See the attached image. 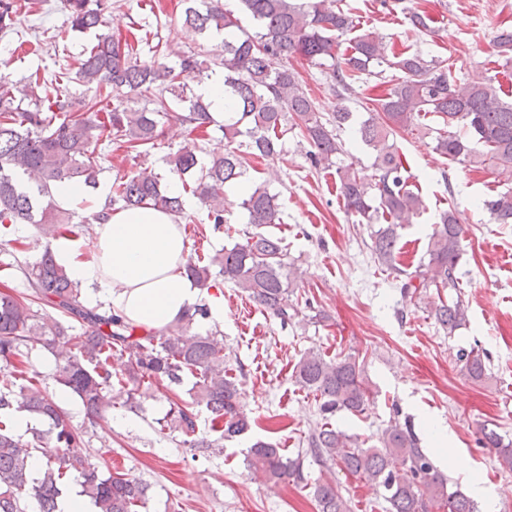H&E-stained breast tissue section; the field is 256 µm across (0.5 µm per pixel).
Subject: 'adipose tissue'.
Masks as SVG:
<instances>
[{
	"mask_svg": "<svg viewBox=\"0 0 512 512\" xmlns=\"http://www.w3.org/2000/svg\"><path fill=\"white\" fill-rule=\"evenodd\" d=\"M55 252L74 280L98 287L115 313L144 329L161 330L203 300L212 318L224 317L223 302L187 277L182 227L164 212L109 210L94 223L90 258L82 257L73 239L57 240Z\"/></svg>",
	"mask_w": 512,
	"mask_h": 512,
	"instance_id": "obj_1",
	"label": "adipose tissue"
}]
</instances>
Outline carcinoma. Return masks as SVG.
Segmentation results:
<instances>
[{
  "label": "carcinoma",
  "mask_w": 512,
  "mask_h": 512,
  "mask_svg": "<svg viewBox=\"0 0 512 512\" xmlns=\"http://www.w3.org/2000/svg\"><path fill=\"white\" fill-rule=\"evenodd\" d=\"M242 12L255 21L248 31L239 16L221 0H192L182 25L200 34H224L221 53L198 52L178 56L168 65L170 46L157 43L148 61L134 57V47L111 32L78 61L76 77L85 84H110L144 101L141 108L117 104L110 109L96 101L51 99L39 85L20 87L0 82V226L35 224L60 238L70 231V213L55 203V186L97 184L101 171L99 142L103 138L128 152L141 154L155 148L162 126L171 118L200 130L211 123L209 104L192 92L189 81L199 80L213 66L224 69V93L230 113L224 117V150L211 153L200 165L195 147L184 146L168 158L181 189L162 186L160 174L138 170L112 185L108 205L122 209L150 207L175 221L190 219L183 195L192 194L207 210L219 230L224 224L228 184L249 183L239 207L247 212L255 231L230 248L207 259L189 254L187 274L201 288L209 287L211 267L219 266L224 281L244 289L259 305L288 325L289 288L298 277L288 263L281 239L262 228L281 223L278 194L247 176V157L274 156L288 133V121L299 126L301 141L309 146L311 164L336 168L337 191L345 210L367 221L384 223L371 231V252L379 265L401 279V290L412 296L430 287L448 289V298L432 302L431 315L444 335L453 336L467 324L468 303L462 297L457 268L463 257L462 229L453 209L440 215L429 236L426 257L430 279L420 278L397 262L399 231L409 216L424 209L421 193L410 183L397 136L414 133L432 141L435 153L454 163L494 167L512 180V101L504 102L493 85L494 77L478 76L464 83L445 60L427 59L408 51L387 57L370 32L355 33L349 12L333 9L332 0H238ZM71 29L84 32L104 27L109 0H62ZM15 0H0V31L15 28ZM497 56L512 64V29L494 39ZM300 55L325 69L336 97L356 92L368 83L374 67L395 71L391 87L370 99L367 117L359 119L345 109L324 118L303 90L299 73L289 64ZM48 112L63 117L53 121ZM353 129L357 141L374 155L371 178L355 163H339L344 154L340 132ZM497 224H512V191L483 201ZM31 297L80 324L74 336L60 323L36 319L27 298L0 291V361L13 363L38 347L55 351L54 382L70 391L91 419L101 417L116 398L131 406L142 396L140 386H178L192 377L189 399L173 403L167 427L181 433L183 443L197 448L207 443L199 435V409L208 414L209 431L229 440L247 433L254 421L244 411L240 383L227 373L224 348L212 336L190 334L193 325L210 317L199 305L162 331L137 335V327L110 311L89 308L81 301L80 285L55 261L51 248L23 268ZM126 358L124 377L112 382V357ZM470 378L488 379L479 351L457 354ZM296 382L320 397V423L309 436L315 458L332 462L349 475L379 488L387 512H477L474 501L448 486L419 446L408 423L392 421L377 443L367 445L331 426L338 413H362L369 400L363 370L355 358L334 361L314 351L294 368ZM27 414L47 425L25 440L14 430V420ZM484 444L496 450L501 466L512 471V440L486 426ZM84 436L74 429L54 396L38 383L0 384V512H60L63 488L80 486L95 512H138L144 507L146 486L115 472L106 475L82 454ZM42 460L39 477L32 476L34 456ZM403 457L406 469L389 468V458ZM247 467L254 479L278 483L300 479L303 458L285 456L275 444L255 441L248 450ZM317 512H350L348 501L331 482L314 486Z\"/></svg>",
  "instance_id": "obj_1"
}]
</instances>
